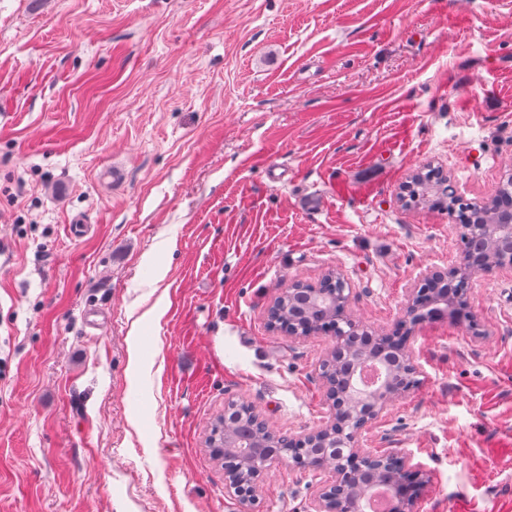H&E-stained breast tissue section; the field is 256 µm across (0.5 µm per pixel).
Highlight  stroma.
I'll list each match as a JSON object with an SVG mask.
<instances>
[{"label": "stroma", "instance_id": "1", "mask_svg": "<svg viewBox=\"0 0 512 512\" xmlns=\"http://www.w3.org/2000/svg\"><path fill=\"white\" fill-rule=\"evenodd\" d=\"M430 161L473 201L512 169V0H0V512H238L205 446L225 402L330 415L331 338L267 306L336 270L392 328L459 253L397 197ZM466 301L476 329L415 327L418 384L365 435L432 473L415 512H512V268ZM329 476L273 462L257 508Z\"/></svg>", "mask_w": 512, "mask_h": 512}]
</instances>
